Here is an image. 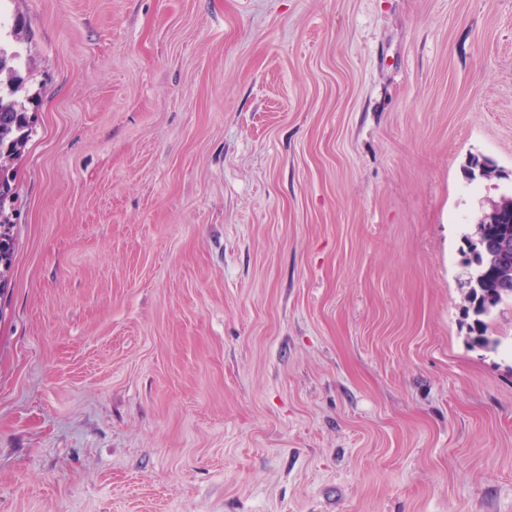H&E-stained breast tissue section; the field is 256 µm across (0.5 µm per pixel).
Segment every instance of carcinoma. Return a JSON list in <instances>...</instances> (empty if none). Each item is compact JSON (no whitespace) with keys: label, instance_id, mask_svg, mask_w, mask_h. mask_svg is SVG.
<instances>
[{"label":"carcinoma","instance_id":"1","mask_svg":"<svg viewBox=\"0 0 512 512\" xmlns=\"http://www.w3.org/2000/svg\"><path fill=\"white\" fill-rule=\"evenodd\" d=\"M18 54L0 45V291L10 278L7 273L13 264V225L17 214V193L10 177L11 164L21 146L29 139L32 127L24 104L15 98L23 83L16 67ZM486 240L508 243L512 248V224L481 225ZM471 244L474 267L462 283L465 312L472 314V342L481 347H497L499 340L490 336L486 318L501 304L512 302V288L503 284L512 282V266L503 263L495 252H487Z\"/></svg>","mask_w":512,"mask_h":512}]
</instances>
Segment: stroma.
Here are the masks:
<instances>
[{
	"mask_svg": "<svg viewBox=\"0 0 512 512\" xmlns=\"http://www.w3.org/2000/svg\"><path fill=\"white\" fill-rule=\"evenodd\" d=\"M0 2V512H512V0ZM17 58L18 54L0 44V293L10 281L7 273L13 264L12 229L18 210L10 165L32 132L28 111L15 98L23 83L16 67ZM473 237H467L472 248L474 267L467 273L462 283L464 300L467 303L465 312L472 313L473 323L470 325L474 345L496 348L499 340L490 336L489 325L486 318L491 311L501 304L512 302V288H503V284L512 282L511 258L509 264H504L498 257L507 253L506 245L500 247L496 243L486 242L487 247H494L497 252H487L478 248L473 241L477 238L478 226H481L487 241L497 239L500 243L506 242L512 252V224H475Z\"/></svg>",
	"mask_w": 512,
	"mask_h": 512,
	"instance_id": "obj_1",
	"label": "stroma"
}]
</instances>
